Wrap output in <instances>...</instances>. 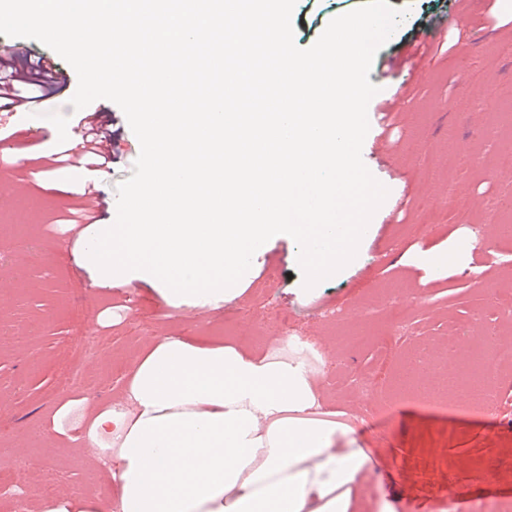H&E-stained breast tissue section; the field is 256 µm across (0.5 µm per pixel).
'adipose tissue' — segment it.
Segmentation results:
<instances>
[{
	"label": "adipose tissue",
	"instance_id": "adipose-tissue-1",
	"mask_svg": "<svg viewBox=\"0 0 512 512\" xmlns=\"http://www.w3.org/2000/svg\"><path fill=\"white\" fill-rule=\"evenodd\" d=\"M320 407L292 357L163 336L119 402L85 403L80 439L121 512H353L372 459Z\"/></svg>",
	"mask_w": 512,
	"mask_h": 512
}]
</instances>
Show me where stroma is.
<instances>
[{
	"mask_svg": "<svg viewBox=\"0 0 512 512\" xmlns=\"http://www.w3.org/2000/svg\"><path fill=\"white\" fill-rule=\"evenodd\" d=\"M366 0H297L295 43L312 46L336 16ZM401 15L377 52L369 79L380 91L368 109L362 159L388 190L369 222L356 257L342 270L304 289L299 247L279 234L254 254L241 293L217 307L173 304L161 281L143 271L95 283L75 232L61 218L85 175L63 166L23 177L20 157L54 151L93 119L110 121L115 159L99 178L113 223L117 186L132 174L140 144L122 110L99 99L73 110L70 93L50 96L29 111L0 114V471L15 487L0 490V512H16L17 489L29 512L52 481L58 500L118 496L100 464L74 444L81 400L120 397L136 361L159 336L270 353L299 336L312 347L325 411L356 414V437L374 467L354 512H375L378 496L396 512H456L449 497L512 502V411L448 415L438 407L401 402L391 414L373 413L371 399L343 375L376 369L379 336L400 339L402 356L433 349L448 364L452 331L478 344L495 326L512 342V316L497 297L512 298V0H482L472 19L418 45L423 15L452 14L454 0H388ZM457 102L449 110V102ZM433 223L413 239L411 227ZM408 300L401 324L390 322L389 297ZM89 316L77 317L85 303ZM95 333L83 396L70 395L63 369L72 338ZM366 337L363 345L353 344ZM492 473L491 482L479 481Z\"/></svg>",
	"mask_w": 512,
	"mask_h": 512,
	"instance_id": "obj_1",
	"label": "stroma"
}]
</instances>
